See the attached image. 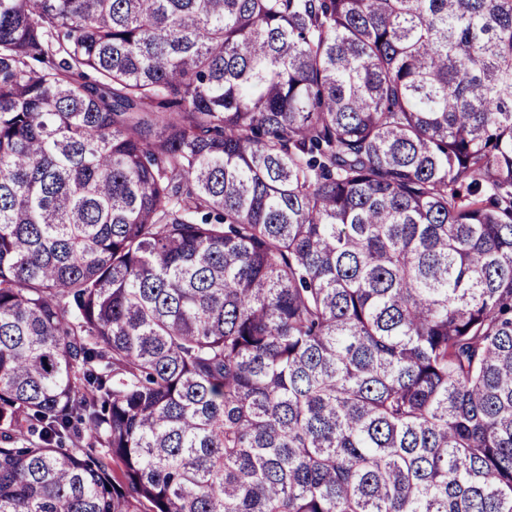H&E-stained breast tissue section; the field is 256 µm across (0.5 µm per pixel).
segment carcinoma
Listing matches in <instances>:
<instances>
[{
  "instance_id": "cac0c4a2",
  "label": "carcinoma",
  "mask_w": 512,
  "mask_h": 512,
  "mask_svg": "<svg viewBox=\"0 0 512 512\" xmlns=\"http://www.w3.org/2000/svg\"><path fill=\"white\" fill-rule=\"evenodd\" d=\"M0 512H512V0H0Z\"/></svg>"
}]
</instances>
